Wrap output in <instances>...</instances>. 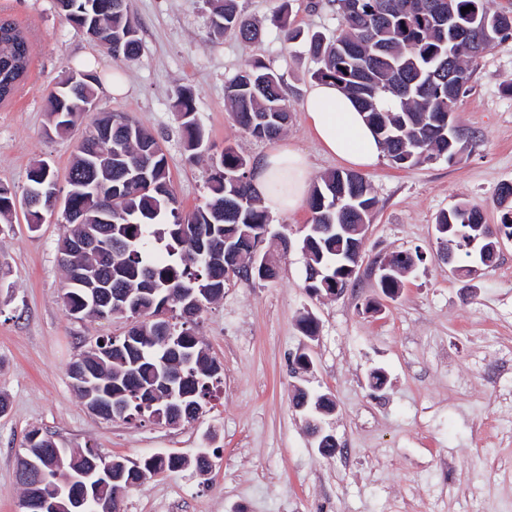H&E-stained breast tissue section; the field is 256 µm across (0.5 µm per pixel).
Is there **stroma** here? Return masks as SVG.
<instances>
[{
    "instance_id": "obj_1",
    "label": "stroma",
    "mask_w": 512,
    "mask_h": 512,
    "mask_svg": "<svg viewBox=\"0 0 512 512\" xmlns=\"http://www.w3.org/2000/svg\"><path fill=\"white\" fill-rule=\"evenodd\" d=\"M139 23L141 54L113 58L73 27L56 0H0V17L28 33L32 60L14 97L0 104V187L22 195L34 161H48L60 190L83 127L52 131L47 98L72 70L91 65L101 79L121 71L129 90H98L99 108L138 122L162 144L172 189L184 211L208 200V158L189 159L173 105L184 87L208 144L248 158L269 143L241 133L224 100L227 81L253 60L283 80L291 119L287 137L309 156L314 175L339 166L306 132L302 102L316 65L304 43H285L272 19L333 36L342 29L334 0H238L266 26L262 41L214 35L207 0H126ZM456 117L474 137L456 162L410 168L388 158L366 169L377 207L363 265L337 297L306 289L299 247L309 208L276 215L273 230L292 242L271 282L232 278L194 330L224 380L198 419L176 426L106 420L72 388V361L97 340L122 335L124 320L78 319L66 310L57 244L69 225L62 212L30 229L23 209L0 230V512H20L16 475L25 436L52 435L60 447H94L113 456L207 452L211 468L148 475L123 501L124 512H512V241L476 275H452L439 258L434 224L460 202L481 206L499 223L501 184L512 182V45L489 49L471 65ZM423 260L405 274L395 298L377 286L374 262L401 252ZM318 322L314 340L304 314ZM307 352L308 373L295 358ZM381 373L375 387L371 375ZM331 396L327 430L334 454H321L293 407L299 385ZM492 420L495 431L480 429Z\"/></svg>"
}]
</instances>
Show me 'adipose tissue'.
<instances>
[{
	"instance_id": "ef3b65f1",
	"label": "adipose tissue",
	"mask_w": 512,
	"mask_h": 512,
	"mask_svg": "<svg viewBox=\"0 0 512 512\" xmlns=\"http://www.w3.org/2000/svg\"><path fill=\"white\" fill-rule=\"evenodd\" d=\"M309 134L324 153L343 165L365 168L384 154L374 127L344 90L330 81L313 82L303 100ZM312 185L308 156L292 141L280 139L253 164L250 186L262 207L273 215L298 212Z\"/></svg>"
}]
</instances>
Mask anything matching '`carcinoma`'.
<instances>
[{
  "label": "carcinoma",
  "mask_w": 512,
  "mask_h": 512,
  "mask_svg": "<svg viewBox=\"0 0 512 512\" xmlns=\"http://www.w3.org/2000/svg\"><path fill=\"white\" fill-rule=\"evenodd\" d=\"M69 22L97 35L95 42L105 46L112 57L132 59L140 51L138 22L129 13L125 0H57ZM211 27L216 35L231 34L244 40L261 35L259 25L242 16L237 0H216ZM468 5L473 9L463 13ZM479 11L478 41H455L448 19L465 22ZM344 28L331 38L320 32H303L290 27L287 14L273 22L289 42L304 41L318 65L314 76L341 85L365 112L368 121L385 130L384 152L398 168L430 162L436 156L453 161L464 141L448 132L457 127L456 105L470 80L469 62L486 49L503 45L512 38V12L491 10L488 0H363V8L343 11ZM31 62L28 35L13 21L0 19V102L12 97ZM225 98L238 128L256 139H273L288 125V100L282 76L261 60L251 62L225 85ZM95 99L94 82L73 85L63 93L51 94L49 105L58 133L69 131L75 118L72 104ZM175 110L180 120L184 150L193 160L206 146L200 124L195 120L193 93L178 92ZM60 112L70 118L57 117ZM111 222L98 225L99 246L95 253L69 252L70 240L79 232L72 224L70 233L58 243V252L68 257L65 271L92 262L99 268L112 294L134 291L142 307L139 335L144 340L133 348L125 339L107 338L97 348L101 356L85 350L72 363L90 377L92 391L102 399L120 391L129 403V419H152L159 409L148 404L151 390L164 370L182 373L178 385L187 395L180 419L188 422L203 412L206 399L221 382V367L209 358L203 343L183 316V304L173 296L176 289L209 291L201 297V311L224 297L221 285L224 268L208 263L210 252L233 248L249 252L252 241L270 227V215L252 195L248 184L250 160L232 146L211 157L207 178L210 197L205 206L185 212L170 187L167 156L159 141L140 125L124 120L112 125ZM102 163L91 165L85 146L77 147L68 183L73 206L87 213L101 207L100 200L82 192L85 183L104 177ZM29 185L54 182L51 166L37 161L28 175ZM346 187L355 201L347 214L334 208L336 193ZM499 205L507 206L497 229L512 236V184L500 190ZM313 224H368L377 206L368 181L352 171H332L321 176L308 198ZM485 223L480 207L461 202L441 212L435 228L451 224L460 233L455 266L471 264L468 240L474 226ZM339 248L332 234L318 233L308 245L307 264L317 266L323 275L314 287L319 293L345 288L350 278L336 259ZM402 258L378 274L377 286L393 298L401 288L399 267ZM85 288L67 283L63 303L67 310L81 308L78 317H99L102 312L84 304ZM25 447L41 448L46 462H52L49 449L57 447L53 437L31 431ZM98 451H70L60 476L73 474L86 466ZM185 465L176 455H153L140 459L137 467H126L123 481L133 483L142 476L174 471Z\"/></svg>",
  "instance_id": "cac0c4a2"
}]
</instances>
